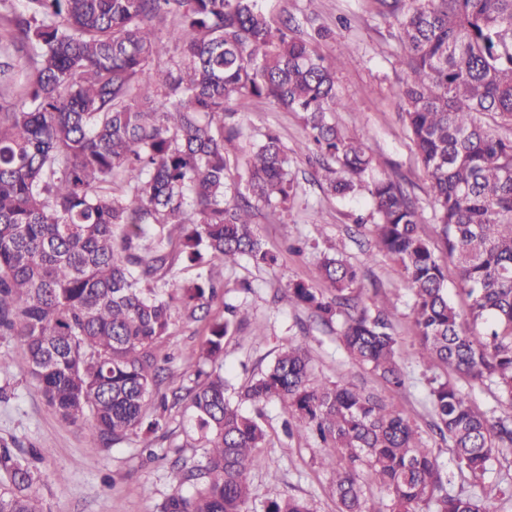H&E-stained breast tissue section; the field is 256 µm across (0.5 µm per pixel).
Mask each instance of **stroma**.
<instances>
[{
    "instance_id": "35a3bbf8",
    "label": "stroma",
    "mask_w": 512,
    "mask_h": 512,
    "mask_svg": "<svg viewBox=\"0 0 512 512\" xmlns=\"http://www.w3.org/2000/svg\"><path fill=\"white\" fill-rule=\"evenodd\" d=\"M272 23L292 18L304 24L315 15L331 32L320 45L325 56L348 53L349 60L336 74V91L355 102V111L333 113L332 121L348 136L369 133L373 174L400 183L422 213L420 235L432 245L447 275L448 293L459 296V278L441 243V227L433 218L428 181L410 140L398 89L407 75L406 53L393 17L382 13L377 0H264ZM243 136L228 147L243 155L246 147L275 131L288 151L297 192L287 207L261 205L254 211L256 233L277 257L273 267H257L243 260L234 266L215 264L209 271L224 284L210 313L220 316L225 306L238 307L245 321L224 339V379L227 394H238L274 360L288 340L302 341L311 360L315 384L352 378L367 390L384 396L418 425L426 447L431 448L450 477L449 493L487 497L493 512H512V449L498 456L481 482H474L455 466L447 443L432 434V406L427 399L432 370L419 363L413 299L399 266L375 245L371 225L373 202L368 192L350 197L334 195L323 185L317 166L297 147L307 132L299 113L286 111L268 100L233 101ZM343 254L358 269V287L378 292L389 301L388 311L398 337L399 363L405 389L389 390L349 357L338 336L341 321L325 324L309 310L280 301L282 288L303 281L320 288L319 264L323 257ZM169 336L157 347L164 361L163 382L148 401L149 414H162V427L154 445L142 447L128 437L103 447L85 429L71 425L47 405L24 365L0 370V444L14 450L40 452L36 463L42 473L39 487L51 512H158L174 492L169 478L175 461L193 463L201 449L193 440L191 412L186 405L162 409L160 398L196 382L195 369L186 356L206 339L204 323L176 308ZM243 411L259 416L266 442L257 451L249 480V512H264L269 500L296 497L312 512H336L329 493L330 474L320 465V448L306 429L285 431L288 414L281 402L242 403Z\"/></svg>"
}]
</instances>
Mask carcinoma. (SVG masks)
I'll return each mask as SVG.
<instances>
[{
    "label": "carcinoma",
    "instance_id": "carcinoma-1",
    "mask_svg": "<svg viewBox=\"0 0 512 512\" xmlns=\"http://www.w3.org/2000/svg\"><path fill=\"white\" fill-rule=\"evenodd\" d=\"M397 17L407 51L400 90L411 141L429 180L444 248L466 308L448 296L446 274L419 234L422 215L388 179L371 183L369 135L350 137L329 120L354 105L336 92L348 56L327 58L317 29L304 39L275 27L258 0H0V336L17 341L0 369L25 365L47 404L108 447L156 432L146 411L161 381L156 344L180 304L206 321L197 375L204 381L162 405L188 402L203 448L174 462V494L160 512H248V475L265 430L225 396L224 337L241 313L210 316L222 285L197 274L161 293L158 275L184 256L190 268L245 258L275 262L253 230V206L230 201L226 144L239 135L230 103L267 99L299 112L320 150L319 170L341 197L365 189L379 249L400 266L413 298L420 361L470 385H493L502 414L476 410L459 384L429 379L434 428L456 467L481 480L512 448V0H378ZM170 64L155 69V60ZM35 69L10 100L17 62ZM249 195L285 205L295 191L277 135L243 162ZM120 191L112 188L115 180ZM326 289L292 281L280 299L321 318L345 317L339 340L362 369L402 389L398 341L385 305L362 300L357 269L325 257ZM278 400L321 442L338 512H488L486 501L448 493V473L414 423L348 381L310 382L306 346L290 340L243 392ZM387 495L368 504L364 479ZM28 458L0 447V512H50ZM265 512H311L294 497Z\"/></svg>",
    "mask_w": 512,
    "mask_h": 512
}]
</instances>
